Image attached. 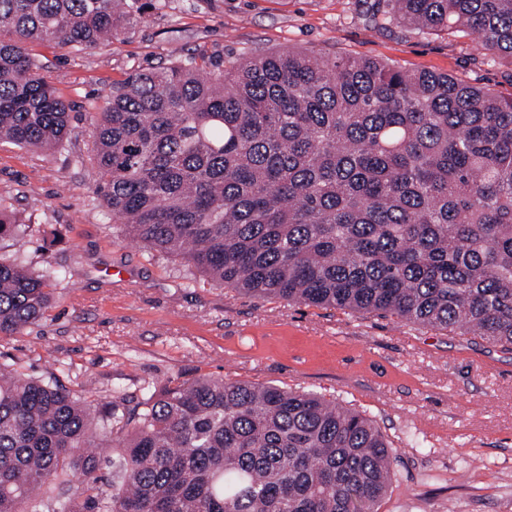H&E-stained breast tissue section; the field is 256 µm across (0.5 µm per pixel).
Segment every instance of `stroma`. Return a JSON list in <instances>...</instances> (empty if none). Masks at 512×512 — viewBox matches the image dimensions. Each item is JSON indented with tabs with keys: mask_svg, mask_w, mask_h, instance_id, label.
<instances>
[{
	"mask_svg": "<svg viewBox=\"0 0 512 512\" xmlns=\"http://www.w3.org/2000/svg\"><path fill=\"white\" fill-rule=\"evenodd\" d=\"M72 107L48 152L0 141V199L28 231L0 257L64 267L44 318L0 339V364L56 378L103 409L198 377L311 389L365 411L394 446L379 512H512V352L396 318L259 299L185 276L175 257L123 239L95 187L105 96L173 51L227 65L262 50H321L446 73L512 97V65L475 36L415 34L366 17L364 0H166L92 50L27 43Z\"/></svg>",
	"mask_w": 512,
	"mask_h": 512,
	"instance_id": "35a3bbf8",
	"label": "stroma"
}]
</instances>
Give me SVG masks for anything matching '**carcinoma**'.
<instances>
[{"mask_svg":"<svg viewBox=\"0 0 512 512\" xmlns=\"http://www.w3.org/2000/svg\"><path fill=\"white\" fill-rule=\"evenodd\" d=\"M160 2L0 0V139L43 151L71 133L28 41L96 48ZM369 10L417 33L475 32L512 64V0ZM206 66L177 55L105 99L96 192L123 237L254 297L512 350V97L315 50ZM24 231L0 203V240ZM65 276L0 260V337L42 319ZM391 454L365 412L309 390L203 377L98 414L0 365V512H378Z\"/></svg>","mask_w":512,"mask_h":512,"instance_id":"carcinoma-1","label":"carcinoma"}]
</instances>
